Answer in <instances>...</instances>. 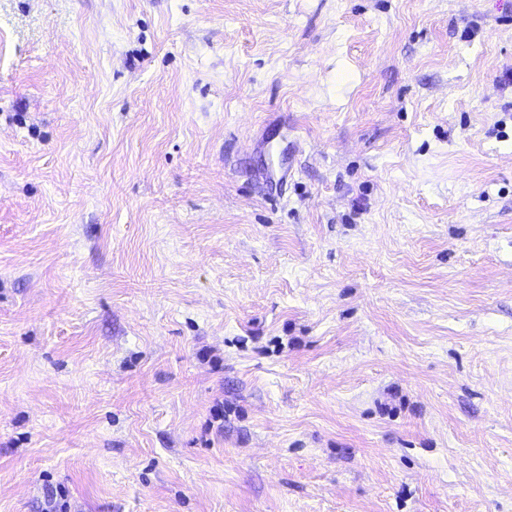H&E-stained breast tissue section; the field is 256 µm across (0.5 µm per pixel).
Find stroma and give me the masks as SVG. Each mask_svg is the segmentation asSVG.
Listing matches in <instances>:
<instances>
[{"label": "stroma", "mask_w": 512, "mask_h": 512, "mask_svg": "<svg viewBox=\"0 0 512 512\" xmlns=\"http://www.w3.org/2000/svg\"><path fill=\"white\" fill-rule=\"evenodd\" d=\"M0 512H512V0H0Z\"/></svg>", "instance_id": "1"}]
</instances>
